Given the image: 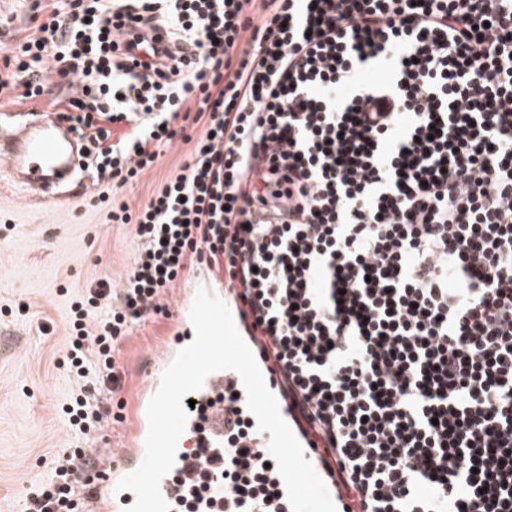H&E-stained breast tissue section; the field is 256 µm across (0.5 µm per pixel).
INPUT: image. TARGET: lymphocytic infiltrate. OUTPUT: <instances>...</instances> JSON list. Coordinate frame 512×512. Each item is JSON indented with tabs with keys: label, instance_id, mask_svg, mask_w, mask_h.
<instances>
[{
	"label": "lymphocytic infiltrate",
	"instance_id": "f902f5d3",
	"mask_svg": "<svg viewBox=\"0 0 512 512\" xmlns=\"http://www.w3.org/2000/svg\"><path fill=\"white\" fill-rule=\"evenodd\" d=\"M47 2L0 90L63 80L97 205L138 249L72 305L56 365L79 444L28 512H80L119 344L199 264L337 512H512V0ZM160 22L177 40L152 43ZM371 64L391 80L363 81ZM180 141L178 173L130 210L124 187ZM223 401L224 498L277 512V466L233 388Z\"/></svg>",
	"mask_w": 512,
	"mask_h": 512
}]
</instances>
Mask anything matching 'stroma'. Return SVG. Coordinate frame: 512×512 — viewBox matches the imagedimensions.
<instances>
[{
	"label": "stroma",
	"mask_w": 512,
	"mask_h": 512,
	"mask_svg": "<svg viewBox=\"0 0 512 512\" xmlns=\"http://www.w3.org/2000/svg\"><path fill=\"white\" fill-rule=\"evenodd\" d=\"M37 4L0 0V60L35 30ZM191 144H177L159 157L123 195L130 208L146 202L154 185L175 175ZM0 164V512H25L29 496L47 477L73 439L62 408L71 379L56 368L68 343L70 308L81 289L98 280L119 284L136 242L131 225L105 223V214L86 206L99 187L76 188L66 200L30 206L8 182ZM176 317H157L137 328L120 347L124 386L113 395L123 404L122 421L106 422L91 452L109 458L125 438L138 394L136 372L145 353L160 349L176 331Z\"/></svg>",
	"instance_id": "obj_1"
}]
</instances>
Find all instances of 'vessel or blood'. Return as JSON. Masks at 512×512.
<instances>
[{"label": "vessel or blood", "mask_w": 512, "mask_h": 512, "mask_svg": "<svg viewBox=\"0 0 512 512\" xmlns=\"http://www.w3.org/2000/svg\"><path fill=\"white\" fill-rule=\"evenodd\" d=\"M0 160L5 163L12 184L33 204L64 198L67 187L81 180L86 169L79 132L68 122L42 113L20 122L11 133L0 131ZM196 295V289H189L176 302L180 325L177 345L148 353L138 369L143 385L136 413L117 450L118 463L105 467L84 492L90 512H122L135 501L133 492L117 491L116 485L144 458L147 406L163 370L179 347L194 339L189 310ZM228 385L241 387L240 376L232 370H219L208 375L203 387L192 394L195 408L189 412L186 429L178 441L173 470L160 482L170 512H180L184 500L183 487L176 481L177 473L210 474L223 463L224 406L215 397Z\"/></svg>", "instance_id": "obj_1"}]
</instances>
